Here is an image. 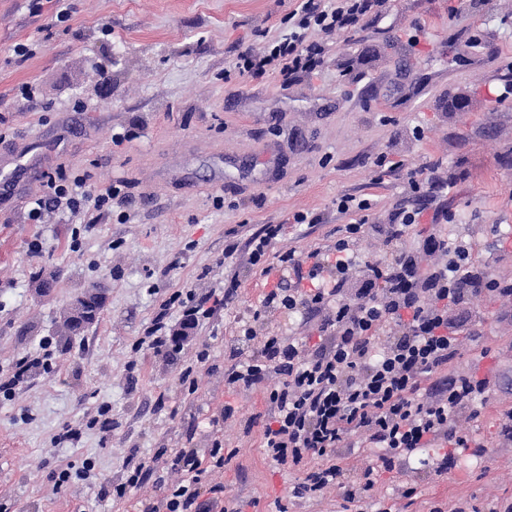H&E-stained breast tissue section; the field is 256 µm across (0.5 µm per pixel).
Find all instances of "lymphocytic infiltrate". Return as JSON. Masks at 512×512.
Wrapping results in <instances>:
<instances>
[{"label":"lymphocytic infiltrate","mask_w":512,"mask_h":512,"mask_svg":"<svg viewBox=\"0 0 512 512\" xmlns=\"http://www.w3.org/2000/svg\"><path fill=\"white\" fill-rule=\"evenodd\" d=\"M387 0H301L288 14V35L274 39L263 51H243L231 73L238 78L266 73L290 82L324 61L322 44L309 41L317 31L340 36L364 20H377ZM45 193L30 202L28 218L41 223L49 212L77 217L85 212H111L113 203H125L119 184L89 189L83 176L46 174ZM362 224L343 228L334 249L331 267L317 264L309 272L317 284L309 293L296 290L271 292L265 305L294 310L304 307L325 314L322 343L308 350L298 340L280 336L255 339L256 354L224 373L233 388L264 386L270 421L264 426L262 446L269 463L298 470L304 477L292 490L295 497L320 498L336 489L344 502L361 503L374 498L379 470H394L420 449L435 441L450 449L432 463L436 474L452 472L458 449L470 438L460 433V416L475 402H487L494 392L492 378L463 370L449 371L458 355L460 339L448 320L450 306L466 298L492 293L512 302V281L476 277L472 269V244L461 237L429 236L426 254H442L443 262L422 265L413 253H403L387 266L371 265L369 278L354 296L340 284L353 264L354 246ZM178 325H171V304L163 302L137 345L155 354H169L185 340L204 316L203 302L187 296L181 302ZM380 450L376 464L360 475L348 477L335 459L356 440ZM224 440L214 438L205 454L196 449L176 452L171 467L180 473L162 505L147 504L144 512H228L221 485L202 498L204 475L224 469Z\"/></svg>","instance_id":"f902f5d3"}]
</instances>
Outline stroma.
<instances>
[{
    "instance_id": "35a3bbf8",
    "label": "stroma",
    "mask_w": 512,
    "mask_h": 512,
    "mask_svg": "<svg viewBox=\"0 0 512 512\" xmlns=\"http://www.w3.org/2000/svg\"><path fill=\"white\" fill-rule=\"evenodd\" d=\"M297 0H0V169L41 141L44 171L87 175L102 188L121 181L126 217L28 218L25 204L0 203V371L23 356L51 352L14 398L0 397V512H141L160 502L174 473L150 477L122 500L130 455L157 449L208 448L225 406L259 417L250 434L223 432L235 455L202 498L221 483L238 512H345L338 492L295 498L300 476L268 464L261 438L270 415L261 389L224 384L245 329L260 336L318 339L322 316L267 307L268 293L288 284L308 289L314 259L329 260L339 227L364 222L358 262L346 285L358 287L367 263L419 252L427 235L464 237L473 259L512 279V0H388L385 16L339 37H322L323 65L289 84L278 75L225 79L243 50H259L288 31ZM111 35H103V25ZM41 42L29 59L20 43ZM36 89L28 99L22 84ZM128 132L123 144L114 134ZM385 167H377L378 157ZM433 177L447 194L425 197L411 180ZM368 200L365 213H342L337 198ZM223 206H216V199ZM416 212L402 240L383 231L399 209ZM311 216L295 223V214ZM279 224L267 260L247 261V240ZM41 238L34 254L29 244ZM299 257V268L279 257ZM56 284L38 293L37 274ZM176 352L134 350L160 304L174 292L222 297ZM104 292L97 321L63 341L57 325L81 284ZM462 341L451 366L495 379V392L462 429L485 455L458 449V465L383 471L378 506L388 512H489L512 501V445L498 423L512 409V306L482 295L451 307ZM209 354L198 363L200 351ZM198 365V389L179 374ZM108 405L112 430L91 421ZM78 443L56 444L64 427ZM93 461L94 475L56 487L53 475ZM411 497H403L407 487Z\"/></svg>"
}]
</instances>
